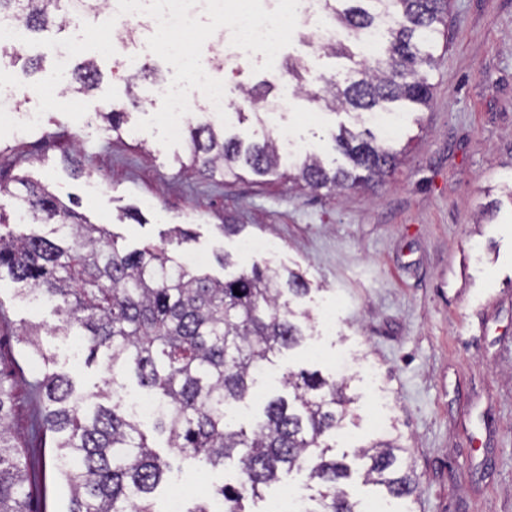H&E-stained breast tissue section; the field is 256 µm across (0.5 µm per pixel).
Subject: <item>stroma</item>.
<instances>
[{
	"mask_svg": "<svg viewBox=\"0 0 512 512\" xmlns=\"http://www.w3.org/2000/svg\"><path fill=\"white\" fill-rule=\"evenodd\" d=\"M450 45L437 49L427 70L429 108L384 115L373 131L395 135L403 163L385 182L334 194L299 189L272 177L242 171L240 178L180 172L177 157L187 142L167 149L140 119L161 106V86L173 67L154 53L139 61L144 76L130 78L125 52L95 55L101 79L95 91H66L64 100L88 103L81 121L58 111L43 115L30 132L0 138V180L29 175L60 197L75 196L78 210L119 235L128 249L147 244L190 250L202 267L223 278L219 256L241 257L246 240L269 242L260 263L300 270L310 286L305 307L315 320L304 347L284 354L280 369L300 367L329 375L348 359L352 417L336 434L353 476L343 482L350 501L378 500L363 485L357 448L401 436L417 479L411 512H512V0H451ZM295 31L273 70L252 65L217 68L228 100L242 89L280 94L287 60L301 61L308 79H344L366 58L302 46ZM16 56L41 60L52 50L20 45ZM20 64L9 75L20 89L21 109L33 112L35 81ZM124 114L121 132L100 117L105 105ZM288 124L310 152L334 157L339 125L357 128L355 113L317 106L309 94L291 103ZM83 168L74 176L67 155ZM239 224L237 235L225 225ZM193 239L179 245L174 227ZM52 303L0 275V378L13 391L11 421L24 444L30 482L29 512H67L65 484L53 464L51 436L34 438L33 381L68 375L82 394L116 379L130 397H147L128 375L113 373L106 359L85 361L79 336L58 332ZM39 329L48 361L26 359L19 342ZM142 428L171 469L154 494L155 512H169V494L236 483V461L214 468L167 446L150 420Z\"/></svg>",
	"mask_w": 512,
	"mask_h": 512,
	"instance_id": "35a3bbf8",
	"label": "stroma"
}]
</instances>
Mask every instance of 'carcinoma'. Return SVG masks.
<instances>
[{
  "label": "carcinoma",
  "instance_id": "carcinoma-1",
  "mask_svg": "<svg viewBox=\"0 0 512 512\" xmlns=\"http://www.w3.org/2000/svg\"><path fill=\"white\" fill-rule=\"evenodd\" d=\"M68 5L0 0V15L40 32L62 26ZM326 8L336 27L329 51L350 59L348 42L379 28L388 59L359 64L341 83L323 80L317 101L359 115L429 107L424 67L433 63L438 37L448 29L450 0H326ZM99 80L94 61L76 67L75 91L90 93ZM189 142V163H180L182 169L211 177H236L246 169L312 191L382 182L402 155L371 132L343 125L334 148L347 165L337 167L315 154L285 165L272 138L246 141L210 125L192 128ZM14 182L30 223L50 230L25 237L0 231V273L57 303L64 315L58 330L67 335L77 329L88 359L101 354L112 370L135 375L159 406L154 427L167 436L168 447L213 467L238 458L243 480L213 489L224 512H248V501L264 500V489L295 468L306 469L318 487L315 512H356L341 488L351 468L336 459L326 440L342 427L352 403L345 379L288 369L280 378L282 392L263 399L249 428L226 422L227 409L253 398L260 377L305 341L311 314L294 308L310 292L301 273L253 262L222 281L194 275L164 247L128 250L105 225L89 223L40 181L21 176ZM20 342L24 357L48 360L38 328L25 330ZM35 394L43 410L32 432L51 433L58 448L68 512H154L151 495L169 465L117 387L80 395L69 377L53 374L37 383ZM11 399V388L0 379V512H28V475L11 430ZM357 453L367 460L365 481L385 486L396 498L415 494V478L402 470L408 449L398 441L376 442Z\"/></svg>",
  "mask_w": 512,
  "mask_h": 512
}]
</instances>
